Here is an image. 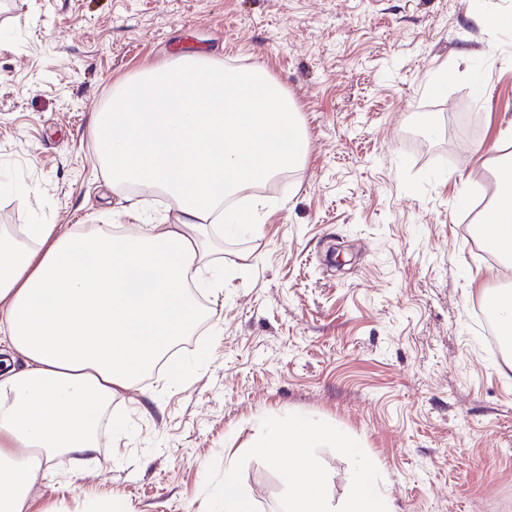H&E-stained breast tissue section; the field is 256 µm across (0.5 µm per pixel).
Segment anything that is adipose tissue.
<instances>
[{
  "label": "adipose tissue",
  "instance_id": "ef3b65f1",
  "mask_svg": "<svg viewBox=\"0 0 512 512\" xmlns=\"http://www.w3.org/2000/svg\"><path fill=\"white\" fill-rule=\"evenodd\" d=\"M94 134L109 177L161 188L179 208L121 238L104 226L0 229V344L23 359L0 373V512H30L55 453L96 452L100 410L191 333L200 231L223 224L225 198L306 156L292 101L259 64L145 71ZM480 222L485 246L511 257L512 166Z\"/></svg>",
  "mask_w": 512,
  "mask_h": 512
}]
</instances>
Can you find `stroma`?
Returning a JSON list of instances; mask_svg holds the SVG:
<instances>
[{"label": "stroma", "mask_w": 512, "mask_h": 512, "mask_svg": "<svg viewBox=\"0 0 512 512\" xmlns=\"http://www.w3.org/2000/svg\"><path fill=\"white\" fill-rule=\"evenodd\" d=\"M477 12L512 0H0V226L125 236L174 215L172 196L108 178L93 121L183 53L263 64L307 141L254 223L206 231L208 322L183 375L120 392L94 456L57 454L30 512H206L209 464L228 471L288 414L358 440L394 512H512V361L473 318L512 289V261L457 207L512 150V26ZM242 484L280 512L264 462Z\"/></svg>", "instance_id": "1"}]
</instances>
